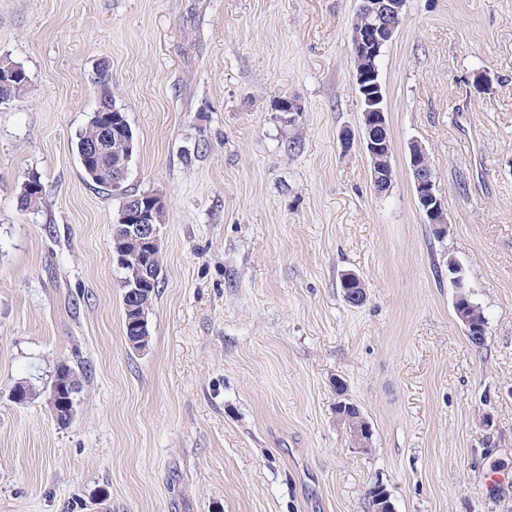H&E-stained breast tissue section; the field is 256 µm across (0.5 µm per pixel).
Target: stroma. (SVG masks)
<instances>
[{
	"label": "stroma",
	"instance_id": "obj_1",
	"mask_svg": "<svg viewBox=\"0 0 512 512\" xmlns=\"http://www.w3.org/2000/svg\"><path fill=\"white\" fill-rule=\"evenodd\" d=\"M356 8L0 0V61L29 75L0 105V512H373L377 483L394 512H512V0H407L380 63L381 198ZM105 90L136 134L126 192L166 202L142 350L123 335L121 198L77 157ZM415 140L447 202L440 241L414 199ZM32 173L45 193L23 211ZM447 256L487 317L482 346ZM63 360L85 374L65 428L40 394ZM21 382L38 394L18 404ZM341 396L371 451L337 424ZM354 84L361 104L364 130V151L372 168V188L375 194L389 193L393 181V169L390 161L392 144L381 135L385 126V106L380 71L371 62L368 69L354 72ZM364 422L362 424L365 425L364 432L365 437H362V434H364L363 429H361L362 426L352 427V431L349 429V422L346 420V417L340 413V411H336V421L339 423V425H342L346 423V431L350 435V441L352 443V448L358 452L361 453H367L369 449L372 447V435L373 431L370 430V425L367 422V420L363 419ZM346 432V433H347ZM349 441V442H350Z\"/></svg>",
	"mask_w": 512,
	"mask_h": 512
}]
</instances>
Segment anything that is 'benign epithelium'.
<instances>
[{
	"mask_svg": "<svg viewBox=\"0 0 512 512\" xmlns=\"http://www.w3.org/2000/svg\"><path fill=\"white\" fill-rule=\"evenodd\" d=\"M407 0H360L358 12L368 13L374 23L365 29L350 32V44L354 51H364L371 58L383 54L384 48L392 41L401 22ZM354 84L360 104L365 106L362 118L364 130V151L372 168V188L375 194L389 193L393 181V169L390 161L392 144L381 135L385 126V106L380 71L375 66L360 69L353 74ZM98 135L89 140L85 147V159L107 173V185L114 191L122 190L127 179L128 167L112 164V151L130 152L131 141L119 112L98 110ZM411 155L409 167L415 176V197L426 224L447 222V207L437 182L433 179L430 167L431 159L424 147L418 142L410 143ZM165 209V202L158 195H141L128 198L125 209L116 223L120 224L116 240L115 257L120 264L126 261L124 251L139 249L156 251L160 247V226L162 217L159 212ZM152 271L149 265L137 270L134 278L127 283L125 296L132 311L140 308L145 299L147 284L151 283ZM127 342L136 349L148 346V337L143 335L138 319L127 321ZM45 399L55 421L59 424L70 423L76 413V402L61 385L52 384L45 390ZM352 448L366 453L372 447L373 431L370 425L352 427L348 431Z\"/></svg>",
	"mask_w": 512,
	"mask_h": 512,
	"instance_id": "1",
	"label": "benign epithelium"
}]
</instances>
